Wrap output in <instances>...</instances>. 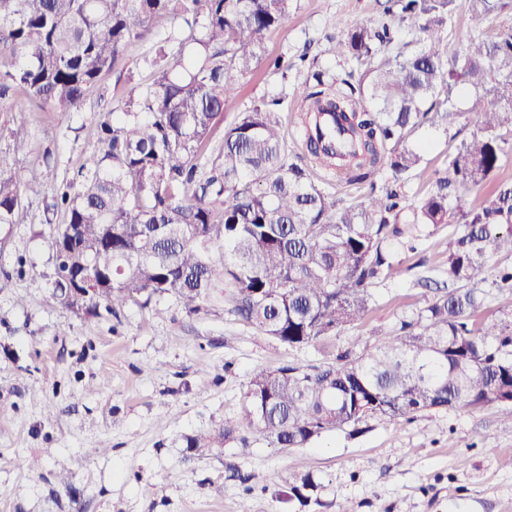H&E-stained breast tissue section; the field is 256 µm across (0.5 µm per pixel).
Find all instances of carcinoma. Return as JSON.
I'll return each mask as SVG.
<instances>
[{"label": "carcinoma", "instance_id": "obj_1", "mask_svg": "<svg viewBox=\"0 0 512 512\" xmlns=\"http://www.w3.org/2000/svg\"><path fill=\"white\" fill-rule=\"evenodd\" d=\"M292 0H0V226L19 224L24 191L49 175L51 154L20 175L29 117L80 112L104 71L124 69L131 44L159 20L178 23L149 61L152 80L130 79L120 107L97 127L100 154L81 180L53 187V295L95 288L91 316L130 304L175 305L188 315L224 305L257 332L291 348L315 346L363 319L372 287L401 275L400 249L438 224H458L437 271L444 287L398 333L336 355L323 367L287 364L252 372L243 414L186 438L204 455L250 434L281 449L371 420L409 419L436 408L497 406L512 420V310L481 318L485 289L512 291V28L448 53L441 34L461 9L512 12V0H384L383 13L423 35L368 20L345 29L350 70L332 93L323 73L303 89L309 162L281 131L280 101H262L224 126L239 80L264 59ZM489 99L468 112L461 90ZM469 134L448 154L434 188L410 203L407 181L423 162L407 144L424 124ZM218 145H213V142ZM368 184L346 205L314 182L311 168ZM390 177L382 186V170ZM485 189L479 203L464 196ZM321 483L296 474L286 499L319 503Z\"/></svg>", "mask_w": 512, "mask_h": 512}]
</instances>
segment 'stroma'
Instances as JSON below:
<instances>
[{"instance_id": "35a3bbf8", "label": "stroma", "mask_w": 512, "mask_h": 512, "mask_svg": "<svg viewBox=\"0 0 512 512\" xmlns=\"http://www.w3.org/2000/svg\"><path fill=\"white\" fill-rule=\"evenodd\" d=\"M381 15L377 0H293L281 29L266 39V58L240 82L224 108L232 122L261 100L277 98L283 132L302 151L298 90L309 79L302 54L316 57L327 78L343 75L341 23ZM512 28V15L487 18L459 11L443 34L449 50L472 38ZM156 23L127 52L123 71L104 72L84 111H34L31 158L51 152L57 180L75 178L99 154L97 125L117 108L128 77L147 83L146 61L169 32ZM288 62V71L274 60ZM424 146L423 164L405 187L424 196L447 166L453 142L422 126L408 138ZM51 184L25 191L23 223L0 228V512H295L284 497L298 471L321 483L306 512H512V422L497 408L428 410L412 419L371 423L358 435L333 430L303 448L233 441L207 455L186 446L188 436L240 415L245 385L258 368L334 362L338 351L373 344L377 328L413 318L431 299L420 285L432 275L459 232L442 224L426 233L416 253L403 255L401 278L373 288L367 316L327 344L292 350L255 331L229 309L189 316L169 307L129 305L92 317L52 296L54 250L43 213ZM101 391H93V384ZM32 462L17 467L14 456ZM72 475L58 483L60 471ZM158 487L141 493L142 480Z\"/></svg>"}]
</instances>
